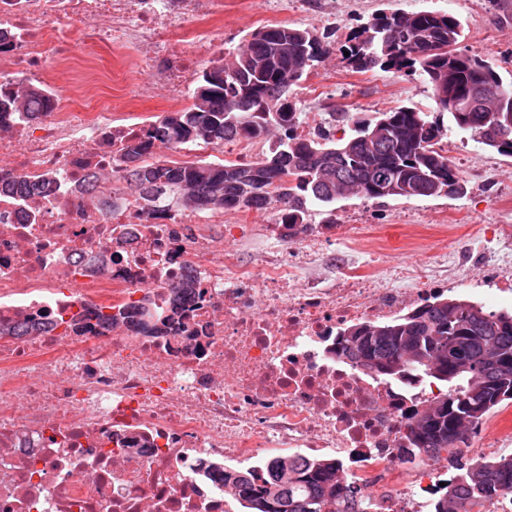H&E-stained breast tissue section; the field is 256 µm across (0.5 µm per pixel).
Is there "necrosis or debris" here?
<instances>
[{
  "instance_id": "necrosis-or-debris-1",
  "label": "necrosis or debris",
  "mask_w": 512,
  "mask_h": 512,
  "mask_svg": "<svg viewBox=\"0 0 512 512\" xmlns=\"http://www.w3.org/2000/svg\"><path fill=\"white\" fill-rule=\"evenodd\" d=\"M117 55L59 93L63 49ZM224 56V0H0V84L38 88L35 122L0 131V512H234L223 473L334 457L363 512H430L444 457L400 456L410 409L348 356L339 330L461 282L452 254L405 264L359 224H257L128 192L146 129L145 68L184 108ZM512 446V413L463 443Z\"/></svg>"
}]
</instances>
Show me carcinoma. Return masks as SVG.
Masks as SVG:
<instances>
[{"label": "carcinoma", "instance_id": "cac0c4a2", "mask_svg": "<svg viewBox=\"0 0 512 512\" xmlns=\"http://www.w3.org/2000/svg\"><path fill=\"white\" fill-rule=\"evenodd\" d=\"M461 22L441 11L383 14L356 30L344 60L357 72L376 68L419 73L431 87L435 107L400 106L356 122L354 133L301 136V113L288 99V88L324 62L330 42L309 29L265 27L248 35L224 59L202 70L191 107L172 112L151 125L148 137L161 148L187 144L222 145L238 136L275 135L268 154L256 162L220 164L204 160L183 165L142 163L146 141L124 154L128 188L147 202L163 200L187 211L235 207L262 210L283 205L279 223L305 221L314 206H330L351 197L414 198L404 187L423 184L426 197L453 193L460 177L445 154L443 139L449 113L468 138L512 156L506 141L480 136L491 113L462 106L483 95L500 109L503 124L512 120V78L502 76L476 55L460 54ZM456 111H448V99ZM45 108L37 89L0 84V122L16 115L32 121ZM336 350L359 359L386 380L414 386L434 378L450 383L433 403L434 414L409 418L406 458L441 455L475 433L485 418L512 400V312L487 311L462 299H436L385 323L353 325L341 333ZM452 476L433 512H489L512 492V455L471 465L457 454L448 457ZM224 489L253 512H348L353 490L333 460H276L263 474L224 471Z\"/></svg>", "mask_w": 512, "mask_h": 512}]
</instances>
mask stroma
Instances as JSON below:
<instances>
[{"instance_id": "obj_1", "label": "stroma", "mask_w": 512, "mask_h": 512, "mask_svg": "<svg viewBox=\"0 0 512 512\" xmlns=\"http://www.w3.org/2000/svg\"><path fill=\"white\" fill-rule=\"evenodd\" d=\"M445 11L462 23L458 52L493 62L500 73L512 71V0H224V48L234 49L255 29L287 25L330 37L332 54L292 86L289 99L299 112H330L336 128L348 131L360 118L402 105L428 108L430 87L419 75L374 70L353 72L341 50L357 27L373 14ZM448 154L462 188L447 196L414 199L352 198L336 202L345 224L368 225L373 246L395 249L402 260L425 252L452 251L469 279L468 286H445L448 298L483 302L494 287L489 267L471 245L474 224L512 225V157L449 131Z\"/></svg>"}]
</instances>
